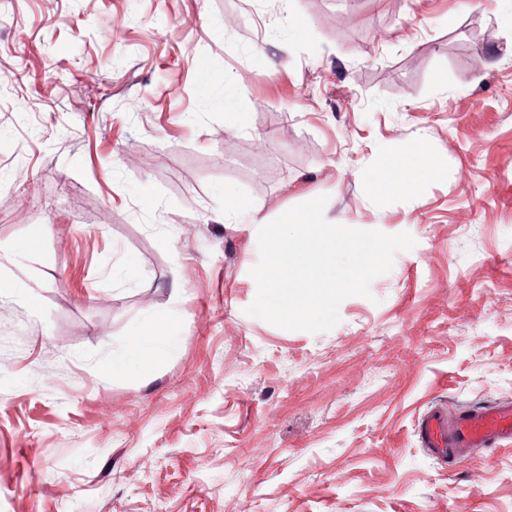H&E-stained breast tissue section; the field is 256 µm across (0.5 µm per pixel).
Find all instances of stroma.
Listing matches in <instances>:
<instances>
[{"label": "stroma", "mask_w": 512, "mask_h": 512, "mask_svg": "<svg viewBox=\"0 0 512 512\" xmlns=\"http://www.w3.org/2000/svg\"><path fill=\"white\" fill-rule=\"evenodd\" d=\"M320 195L415 247L248 316L251 215ZM1 282L0 512H512V443L415 435L512 400V0H0Z\"/></svg>", "instance_id": "stroma-1"}]
</instances>
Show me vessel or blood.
Listing matches in <instances>:
<instances>
[{"mask_svg":"<svg viewBox=\"0 0 512 512\" xmlns=\"http://www.w3.org/2000/svg\"><path fill=\"white\" fill-rule=\"evenodd\" d=\"M418 440L435 459L449 463L465 449H488L512 442V404L470 407L456 416L442 410L426 412L417 427Z\"/></svg>","mask_w":512,"mask_h":512,"instance_id":"vessel-or-blood-1","label":"vessel or blood"}]
</instances>
